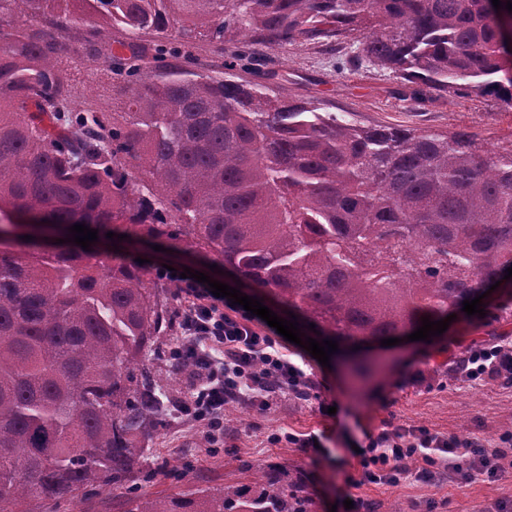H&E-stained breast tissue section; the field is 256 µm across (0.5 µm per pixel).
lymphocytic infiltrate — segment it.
I'll return each instance as SVG.
<instances>
[{"instance_id": "1", "label": "lymphocytic infiltrate", "mask_w": 512, "mask_h": 512, "mask_svg": "<svg viewBox=\"0 0 512 512\" xmlns=\"http://www.w3.org/2000/svg\"><path fill=\"white\" fill-rule=\"evenodd\" d=\"M156 274L180 290L184 338L171 347L170 356L189 354L197 364L191 395L179 413L205 429L211 446L224 442V409L230 404L265 409L282 396L303 402L318 399L313 374L290 359L287 340L266 321L215 296L208 284L172 275L162 266ZM461 366L467 381L512 380V352L500 343L467 347ZM511 452V431L502 434L498 448L490 451L476 437L461 440L420 426L387 425L367 434L358 460L359 480L395 484L412 476L431 482L443 471L454 480L494 478Z\"/></svg>"}]
</instances>
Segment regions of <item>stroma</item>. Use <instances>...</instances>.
I'll list each match as a JSON object with an SVG mask.
<instances>
[{"label": "stroma", "instance_id": "35a3bbf8", "mask_svg": "<svg viewBox=\"0 0 512 512\" xmlns=\"http://www.w3.org/2000/svg\"><path fill=\"white\" fill-rule=\"evenodd\" d=\"M67 51L59 58L75 91V108L92 109L104 120L124 111L116 77L104 55L83 45L80 34L61 29ZM361 37L341 47L296 40L285 46L245 43L217 45L194 41L185 49L191 71L249 81L261 92L282 100L305 99L321 111L365 125H390L419 132L466 130L479 135L486 151L512 143V108L495 97H446L419 104L405 98L387 71L358 60ZM129 258L150 266L172 265L209 272L211 280L228 282L227 273L208 270L207 258L177 249L157 251L144 240H121ZM512 340V319L459 316L443 334L424 341H402L368 352L376 372L353 377L347 366L350 348L330 356L329 367L312 362L322 381L321 398L336 406L326 415L317 404L284 397L258 411L237 404L224 411V445L209 451L203 430L166 415L142 438L143 454L133 469V485L156 496L213 484L250 485L256 471L270 472L279 486L301 481L308 497L306 512H346L344 500L372 505L394 504L401 512H512V464L495 478L475 476L459 484L440 475L434 482L406 479L399 484L350 481L357 466V446L365 434L382 427L422 425L431 432L459 439L480 437L495 448L501 432L512 429V385L495 379L479 384L449 380L448 369L473 343ZM292 432L309 437L306 446L270 444L269 436ZM122 488L105 482L94 491L79 490L60 505L43 503L36 512H116Z\"/></svg>", "mask_w": 512, "mask_h": 512}]
</instances>
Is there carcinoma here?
Here are the masks:
<instances>
[{"label": "carcinoma", "mask_w": 512, "mask_h": 512, "mask_svg": "<svg viewBox=\"0 0 512 512\" xmlns=\"http://www.w3.org/2000/svg\"><path fill=\"white\" fill-rule=\"evenodd\" d=\"M492 0H0V512H31L103 480L130 483L138 438L171 395L146 361L173 328L144 265L73 244L98 233L215 257L325 339L381 343L444 320L512 268V148L477 135L363 127L308 102L184 67L139 75L146 34L255 46L357 32L414 101L494 95L512 107V58ZM92 47L119 26L130 56L123 121L71 107L47 22ZM33 239L26 240L24 236ZM506 320L512 289L481 304ZM127 490L123 512H305L301 490Z\"/></svg>", "instance_id": "obj_1"}]
</instances>
